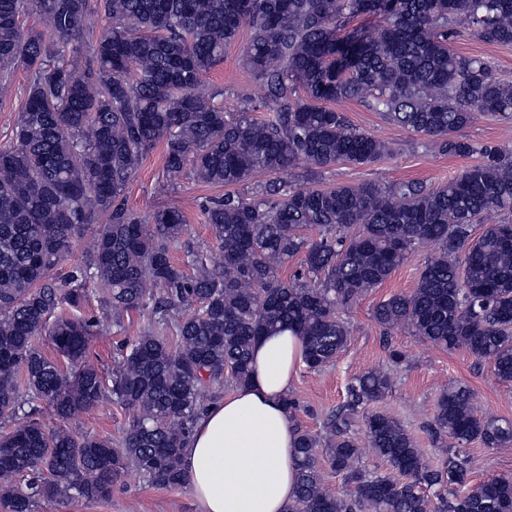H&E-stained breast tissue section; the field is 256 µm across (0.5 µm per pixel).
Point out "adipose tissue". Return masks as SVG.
I'll list each match as a JSON object with an SVG mask.
<instances>
[{
	"mask_svg": "<svg viewBox=\"0 0 512 512\" xmlns=\"http://www.w3.org/2000/svg\"><path fill=\"white\" fill-rule=\"evenodd\" d=\"M304 352L294 331L261 337L249 383L196 419L183 466L200 512H288L296 496L297 434L284 399Z\"/></svg>",
	"mask_w": 512,
	"mask_h": 512,
	"instance_id": "ef3b65f1",
	"label": "adipose tissue"
}]
</instances>
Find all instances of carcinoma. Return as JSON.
I'll return each instance as SVG.
<instances>
[{"label":"carcinoma","mask_w":512,"mask_h":512,"mask_svg":"<svg viewBox=\"0 0 512 512\" xmlns=\"http://www.w3.org/2000/svg\"><path fill=\"white\" fill-rule=\"evenodd\" d=\"M97 8L108 24L84 60L91 0H0V91L16 69L28 74L11 141L0 147V417H22L0 438V512L107 500L129 468L156 487L184 486L192 426L225 383L249 381L255 342L293 329L306 366L322 369L351 336L339 310L424 245L437 251L417 287L379 303L374 321L465 349L512 382V148L458 135L477 112L512 121V80L450 47L460 20L477 39L512 45V0H99ZM32 15L44 29L25 24ZM354 18L375 33L338 36ZM244 21L251 36L241 62L262 91L260 121L249 97L227 112L217 102L223 90L199 95ZM343 101L434 138L444 154L481 161L436 188L415 180L315 188L339 163L389 152L330 107ZM161 142L166 180L246 187L201 205L218 265L198 252L190 274L175 263L171 246L188 232L181 210L142 218L126 206L127 186ZM292 168L294 187L277 178ZM257 172L271 178L254 182ZM491 213L505 219L472 238ZM310 228L317 238H307ZM89 230L94 250L59 286L57 266ZM298 255L301 268L281 279ZM90 286L116 326L150 308L175 336L171 345L141 333L120 351L109 387L88 356L96 322L60 314ZM42 334L57 358L36 345ZM391 386L386 370L366 371L328 416L326 437L297 429L290 512H512V475L468 485L457 448L475 439L505 447L512 424L476 415L464 385L437 403L435 433L452 440L437 468L387 414H367L363 437L348 435L351 416ZM108 396L130 411L119 446L63 427ZM44 405L61 425L41 421ZM365 447L390 472L358 466ZM324 462L348 494L325 486ZM18 476L27 477L23 491L13 487Z\"/></svg>","instance_id":"obj_1"}]
</instances>
